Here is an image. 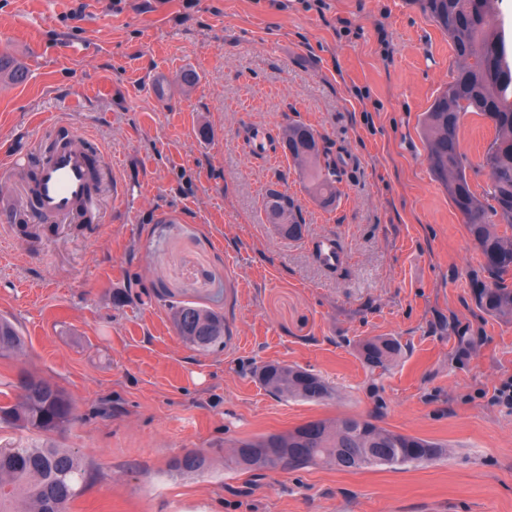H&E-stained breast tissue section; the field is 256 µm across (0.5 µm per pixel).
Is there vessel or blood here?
<instances>
[{"instance_id": "obj_1", "label": "vessel or blood", "mask_w": 512, "mask_h": 512, "mask_svg": "<svg viewBox=\"0 0 512 512\" xmlns=\"http://www.w3.org/2000/svg\"><path fill=\"white\" fill-rule=\"evenodd\" d=\"M86 136L77 127L57 136L41 159L27 167L23 200L32 217H63L76 222L100 218L98 201L109 166L106 154L86 148ZM251 152L275 160L283 147L266 129H253L246 138ZM314 257L326 269L340 265L343 254L334 239L321 236L314 241Z\"/></svg>"}]
</instances>
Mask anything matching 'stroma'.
I'll list each match as a JSON object with an SVG mask.
<instances>
[{
  "instance_id": "1",
  "label": "stroma",
  "mask_w": 512,
  "mask_h": 512,
  "mask_svg": "<svg viewBox=\"0 0 512 512\" xmlns=\"http://www.w3.org/2000/svg\"><path fill=\"white\" fill-rule=\"evenodd\" d=\"M0 48L27 70L0 83V157L32 163L77 127L109 156L101 222L29 221L21 174L0 179V318L25 350L0 357V391L32 373L77 418L53 439L85 467L68 512H512V320L480 311L487 279L461 214L432 175L420 120L457 69L414 0H0ZM196 76L183 81L184 73ZM312 127L337 164L336 201L292 160L245 139ZM495 135L466 113L460 150L483 193ZM288 192L304 231L267 224ZM321 235L345 261L322 268ZM224 316V345L177 334L171 308ZM397 339L387 368L364 340ZM298 365L331 389L278 399L254 367ZM367 418L443 445L399 469H244V441L316 420ZM189 453L202 470L173 466ZM245 142L251 152L263 155L269 160H276L283 153L281 143L273 139L263 128L253 129L248 134ZM262 207L267 223L275 224L282 236L288 239L300 238L304 226L301 209L286 192L268 189Z\"/></svg>"
}]
</instances>
